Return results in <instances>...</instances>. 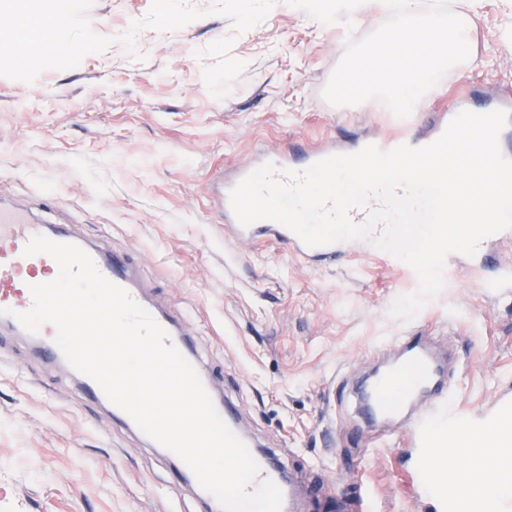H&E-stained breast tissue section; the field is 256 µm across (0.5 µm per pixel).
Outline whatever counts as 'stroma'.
<instances>
[{
	"label": "stroma",
	"mask_w": 512,
	"mask_h": 512,
	"mask_svg": "<svg viewBox=\"0 0 512 512\" xmlns=\"http://www.w3.org/2000/svg\"><path fill=\"white\" fill-rule=\"evenodd\" d=\"M189 2L203 18L142 28L141 61L115 39L151 0H95L91 27L113 40L104 52L30 84L0 76V197L129 254L148 300L181 315L217 398L233 402L243 432L297 482L335 486L346 512L364 496L373 512H433L412 479L417 451L406 427L366 422L353 387L421 332L453 344L461 406L480 410L512 391V296L482 288L512 266V245L484 269L449 272L403 324L389 308L418 280L374 257L313 265L271 241L225 243L216 176L381 131L373 102L330 106L321 91L346 40L374 31L388 11L378 2L350 32L276 0L238 36L210 14L213 0ZM452 10L472 21L470 56L444 74L427 107L447 109L464 79L475 83V104L512 93V0H453ZM230 36L246 67L216 99L196 53ZM37 350L32 337L0 328V512H206L164 449Z\"/></svg>",
	"instance_id": "obj_1"
}]
</instances>
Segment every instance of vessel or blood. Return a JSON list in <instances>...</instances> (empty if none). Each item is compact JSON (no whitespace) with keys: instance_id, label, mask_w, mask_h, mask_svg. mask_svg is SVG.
I'll return each instance as SVG.
<instances>
[{"instance_id":"b4317fda","label":"vessel or blood","mask_w":512,"mask_h":512,"mask_svg":"<svg viewBox=\"0 0 512 512\" xmlns=\"http://www.w3.org/2000/svg\"><path fill=\"white\" fill-rule=\"evenodd\" d=\"M466 90H459L448 113L438 116L429 130L421 128L420 112L405 118L391 117L389 127L354 143V150L372 144L388 151L399 145L421 147L436 140L453 116L467 109ZM335 143L311 150L294 158L278 156L277 168L302 170L314 162L336 154ZM232 182H222L218 189V216L224 225V240L274 241L306 260L336 261L349 254L353 244L345 241L324 246H307L286 227L269 220H259L250 226H241L230 205ZM47 234L48 238L67 244H79V237L65 229L45 230L33 213L17 202H0V324L18 328L15 312L28 310L32 304L30 285L53 280L58 274L56 262L48 255H25L24 249L33 236ZM98 270L110 281L124 288L138 303L146 298L133 278L127 258L120 253L105 254L101 249L88 250ZM400 358L384 373L362 388L364 408L370 418L378 419L404 412L409 435L420 454L415 467L418 488L426 500L446 512L449 500L459 495L452 472L437 469L432 460V448L451 443H465L467 456L477 455L478 440L490 439L495 432L512 427V393L504 392L494 403L477 412H467L455 403V396L440 383L442 366L425 337L407 336ZM259 466L257 481L267 479L281 484L282 512H301L295 485H284L280 468L273 458L258 453L254 456Z\"/></svg>"}]
</instances>
